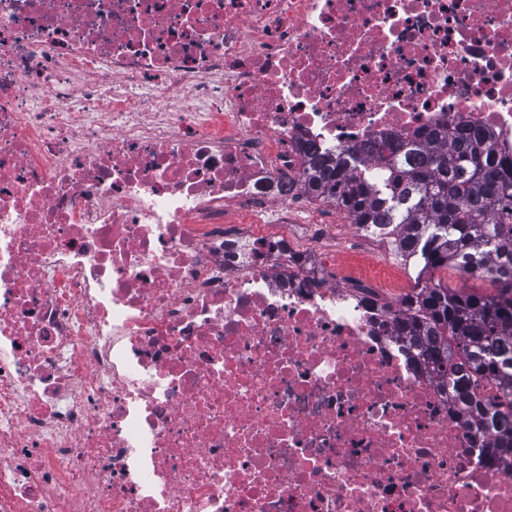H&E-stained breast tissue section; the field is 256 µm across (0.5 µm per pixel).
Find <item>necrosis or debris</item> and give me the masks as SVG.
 <instances>
[{"mask_svg":"<svg viewBox=\"0 0 512 512\" xmlns=\"http://www.w3.org/2000/svg\"><path fill=\"white\" fill-rule=\"evenodd\" d=\"M512 154V0H0V512H512L303 194Z\"/></svg>","mask_w":512,"mask_h":512,"instance_id":"necrosis-or-debris-1","label":"necrosis or debris"}]
</instances>
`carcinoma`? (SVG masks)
Segmentation results:
<instances>
[{"label":"carcinoma","instance_id":"carcinoma-1","mask_svg":"<svg viewBox=\"0 0 512 512\" xmlns=\"http://www.w3.org/2000/svg\"><path fill=\"white\" fill-rule=\"evenodd\" d=\"M369 164L372 179L339 158L313 157L302 191L335 203L422 273L450 267L496 282L492 295L416 288L399 316L415 358L512 463V159L472 132L449 142H382Z\"/></svg>","mask_w":512,"mask_h":512}]
</instances>
